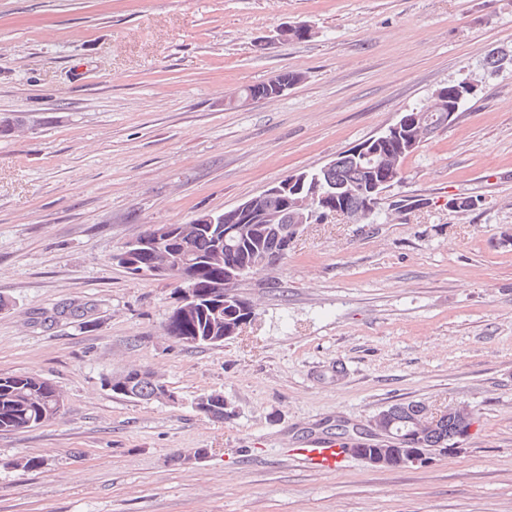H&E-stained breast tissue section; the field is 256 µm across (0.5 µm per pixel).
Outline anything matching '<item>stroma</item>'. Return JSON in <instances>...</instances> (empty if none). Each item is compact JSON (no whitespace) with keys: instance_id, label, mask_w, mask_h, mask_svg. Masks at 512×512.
I'll use <instances>...</instances> for the list:
<instances>
[{"instance_id":"35a3bbf8","label":"stroma","mask_w":512,"mask_h":512,"mask_svg":"<svg viewBox=\"0 0 512 512\" xmlns=\"http://www.w3.org/2000/svg\"><path fill=\"white\" fill-rule=\"evenodd\" d=\"M297 21L314 37L271 43ZM502 48L512 0H0V116L23 119L0 137V375L64 398L0 432V512H512V68L485 65ZM285 70L303 81L225 107ZM463 79L475 95L373 219L305 225L238 283L256 315L223 345L166 336L175 283L113 263L149 226L322 167ZM465 196L478 207L449 208ZM128 368L178 403L114 394ZM213 391L230 420L193 409ZM413 401L470 408L460 453L292 459Z\"/></svg>"}]
</instances>
